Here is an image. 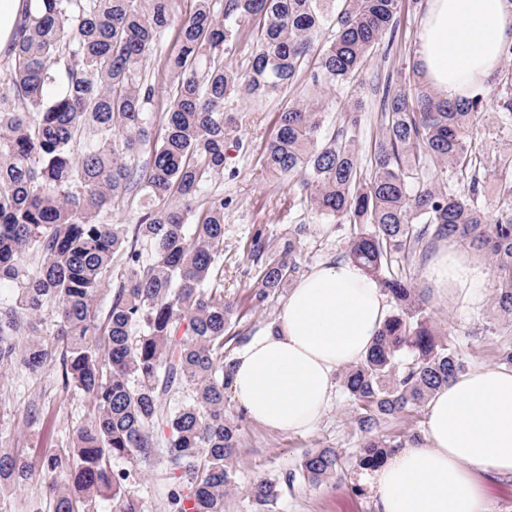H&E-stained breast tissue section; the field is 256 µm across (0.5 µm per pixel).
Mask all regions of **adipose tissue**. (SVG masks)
Listing matches in <instances>:
<instances>
[{
    "mask_svg": "<svg viewBox=\"0 0 512 512\" xmlns=\"http://www.w3.org/2000/svg\"><path fill=\"white\" fill-rule=\"evenodd\" d=\"M512 42V0H428L418 33L421 80L464 97L496 72ZM439 296L482 302L489 273L454 248L424 271ZM389 315L376 281L349 260L326 262L297 281L275 324L234 359L232 390L274 432L314 429L336 396V373L359 361ZM512 476V371L478 367L429 399L422 438L391 449L368 477L375 512H487L484 475Z\"/></svg>",
    "mask_w": 512,
    "mask_h": 512,
    "instance_id": "1",
    "label": "adipose tissue"
}]
</instances>
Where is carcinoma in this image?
I'll use <instances>...</instances> for the list:
<instances>
[{"label":"carcinoma","mask_w":512,"mask_h":512,"mask_svg":"<svg viewBox=\"0 0 512 512\" xmlns=\"http://www.w3.org/2000/svg\"><path fill=\"white\" fill-rule=\"evenodd\" d=\"M172 4L26 0L0 80V285H20L15 304L0 305V370L19 364L39 375L57 361L62 388L87 398L94 413L89 428L41 461L52 512H94L100 499L117 512H145L132 484L161 449L174 485L163 512H224L241 435L224 418L233 365L224 333L236 303L224 299V196L209 193L237 125L224 100H262L295 84L312 58V84L351 83L395 35L403 0H334L329 11L322 0H195L178 20L161 90L144 72L174 19ZM251 24L258 39L246 69L224 65ZM497 80L499 121L512 126V68ZM379 92L382 131L370 167L357 148L359 106L328 131L321 102L296 101L278 114L264 151L265 167L299 185L323 220L369 225L353 233L346 257L396 306L341 376L358 411L363 468L404 444L380 435L386 418L417 410L465 368L405 265L439 241H457L489 258L494 302L512 316V182L499 186L496 217L479 203L473 135L486 93L442 99L390 76ZM160 95L167 111L158 116L149 106ZM450 173L467 187L445 186ZM140 195L150 212L139 224L108 222ZM304 231L272 252L254 238L248 255L261 266L252 307L302 275ZM116 259L101 317L97 299ZM49 335L62 351L44 343ZM339 467L336 449L315 448L285 483L298 477L317 487ZM30 476L25 458L0 453V489ZM279 492L278 482L256 477L255 512H270Z\"/></svg>","instance_id":"obj_1"}]
</instances>
